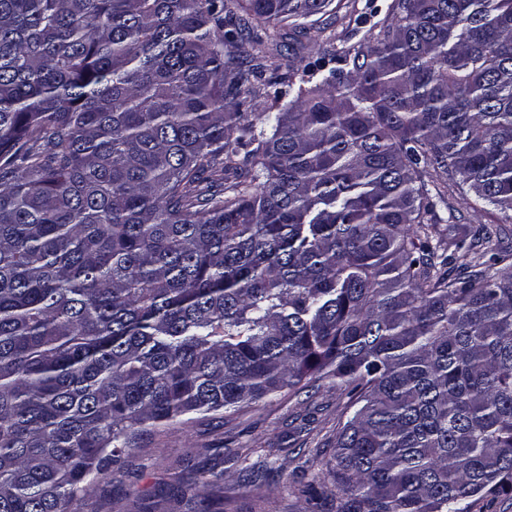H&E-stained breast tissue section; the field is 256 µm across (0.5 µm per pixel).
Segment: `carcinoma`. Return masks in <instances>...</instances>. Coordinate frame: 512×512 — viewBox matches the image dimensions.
Here are the masks:
<instances>
[{"mask_svg": "<svg viewBox=\"0 0 512 512\" xmlns=\"http://www.w3.org/2000/svg\"><path fill=\"white\" fill-rule=\"evenodd\" d=\"M333 0H0V512H68L139 427L328 374L336 512L512 490V254L450 278L428 185L512 211V0H392L278 74L246 24ZM224 471L195 481L221 491Z\"/></svg>", "mask_w": 512, "mask_h": 512, "instance_id": "carcinoma-1", "label": "carcinoma"}]
</instances>
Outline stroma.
<instances>
[{"mask_svg": "<svg viewBox=\"0 0 512 512\" xmlns=\"http://www.w3.org/2000/svg\"><path fill=\"white\" fill-rule=\"evenodd\" d=\"M332 12L317 16L306 34L287 24L269 25L240 40L244 53L263 56L264 81L276 66L304 69L330 48L375 45L376 35L391 17V0H335ZM432 240L452 243L479 235L482 226L501 225L490 247L512 250V212L477 203L475 196L449 186L447 200L429 192ZM347 398L332 378L297 393L262 400L239 412L195 415L186 425H148L139 431L125 465L110 466L104 478L89 485L70 512H201L199 497L180 493L179 482H190L198 471H224L223 500L218 512H309L302 491L323 480L335 448L336 429L345 417ZM264 461L258 483L248 484L232 464L233 453Z\"/></svg>", "mask_w": 512, "mask_h": 512, "instance_id": "obj_1", "label": "stroma"}]
</instances>
